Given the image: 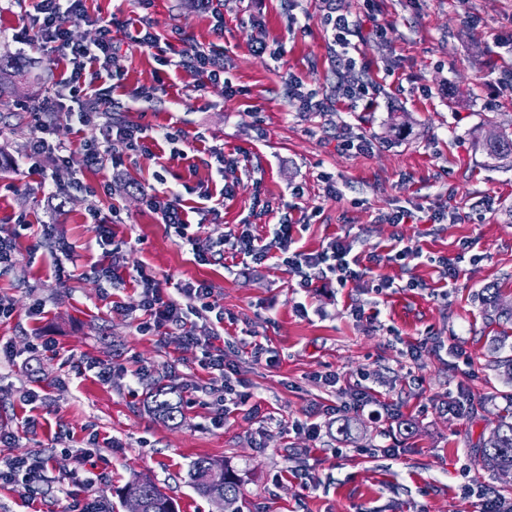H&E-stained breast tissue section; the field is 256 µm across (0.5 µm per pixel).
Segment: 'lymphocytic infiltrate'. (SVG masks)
<instances>
[{
	"mask_svg": "<svg viewBox=\"0 0 512 512\" xmlns=\"http://www.w3.org/2000/svg\"><path fill=\"white\" fill-rule=\"evenodd\" d=\"M83 0H30L28 15L38 27L43 44L51 45L58 58L68 61L72 69L69 75L61 77L53 97L45 99L39 109L43 112L59 111L64 99L79 101L86 89L87 81L104 82L121 77L120 69L115 66L118 47L111 38L116 29H124L125 24L118 19L105 21L101 27V37L95 47H87L72 42L65 27L69 13L80 11ZM330 17L328 23L332 31V40L337 46L336 63L338 77L336 81V98L350 105L366 103L374 107L370 98L373 87L365 67L359 66L353 57L358 46L354 41L358 36L356 21L350 20L348 14L338 12L334 0H323ZM112 110V96L108 90L99 89L87 109L78 114L80 124L86 125L97 121L101 124V140L85 141L80 145L83 162L94 168L102 164L109 156V145L118 140L128 149H136L145 132L144 127L133 124H112L109 119ZM292 215H285L273 232L272 239L266 240L242 229L240 233L226 238L225 243L234 254L250 260L256 265L277 258L290 274L299 278L298 285L303 289L313 286L312 271L321 275H331L340 284H347L363 278L366 274L361 259L353 252V244L339 238L329 242L321 251L308 253L297 247L292 230ZM135 281L140 288L139 309L141 315L137 328L144 334L165 335L178 330L186 343H194L192 333L186 332L185 326L189 316L206 318L214 314L216 319H223V312L213 311L208 299L212 287L207 281L185 284L180 299L166 296L160 282L155 276L139 272ZM101 448L98 434H91L85 447L76 449L74 457L77 468L70 476L71 483L82 485L86 490L83 498L68 501L64 512H103V506L96 494L99 485L106 481L105 475L87 476L82 467L95 452ZM55 481L47 458L34 456L26 458L0 459V487L20 488L25 498H36L40 489Z\"/></svg>",
	"mask_w": 512,
	"mask_h": 512,
	"instance_id": "obj_1",
	"label": "lymphocytic infiltrate"
}]
</instances>
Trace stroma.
<instances>
[{"instance_id":"stroma-1","label":"stroma","mask_w":512,"mask_h":512,"mask_svg":"<svg viewBox=\"0 0 512 512\" xmlns=\"http://www.w3.org/2000/svg\"><path fill=\"white\" fill-rule=\"evenodd\" d=\"M286 3L213 0L200 9L191 0H83V13L69 17L66 28L88 47L101 21H154L159 40L151 47L112 32L123 72L112 117L180 135L137 152L113 142L121 166L107 161L89 169L77 146L99 136L98 127L54 114L53 140L75 151L66 162L44 153L36 174L28 159L31 109L52 96L65 64L42 51L26 0H0V55L20 57L26 73L20 93L0 92V182L9 186L0 192V238L18 241L14 266L0 270V297L15 307L0 321V342L20 351L38 336L56 342L55 354L0 366V430L14 436L0 455L47 457L53 476L63 479L77 465L73 448L98 432L113 442L91 460L111 476L97 489L111 512H126L116 491L137 476L150 477L177 512H218L189 481L200 456L235 469L240 512H479L481 487L512 502V475L491 474L480 460L481 443L512 409V381L494 367L495 358L512 356V318L486 303L491 288L512 299V167L489 165L475 139L479 130L512 129V90L500 83L512 68V0H375L371 12L363 0H336L362 32L378 22L389 27L387 43L359 44L377 107L355 112L333 102L320 112L289 106L290 75L302 90L331 93L336 53L321 0H301L292 11ZM218 14L223 24H216ZM260 42L269 50L258 55L252 47ZM210 47L223 51L235 94L220 81L197 90L196 74L179 66L181 53ZM344 133L372 139L373 153L343 150L337 137ZM220 152L239 157L238 167L221 168ZM324 173L343 183L342 198L326 195ZM226 185L235 195L224 201L218 193ZM202 188L212 199L199 196ZM147 192L188 194V239L147 208ZM414 204L445 205L460 218L375 220L378 211ZM288 211L299 220L293 236L305 251L344 237L367 257L399 236L425 259L415 266L384 262L344 286L318 278L306 292L273 263L246 266L228 251L208 264L196 261L194 246H218L245 224L268 235ZM96 212L112 226L107 255ZM22 216L31 228L20 236ZM466 244L480 262H462L456 285L441 293L435 257H456ZM104 257L118 280L99 277ZM141 266L173 298L185 283L209 281L223 323L190 318L194 346L141 335L133 315ZM380 278L393 286L378 294L372 284ZM413 279L419 288H408ZM37 300L45 309L30 315ZM116 301L123 312L113 311ZM355 305L379 309L377 321L356 320ZM206 344L237 366L256 414L236 411L223 427L212 426L215 399L204 391L214 381L199 365ZM258 344L276 354L275 365L255 358ZM414 345L420 351L412 358ZM86 359L111 365V379L79 373ZM330 371L339 375V389L319 383ZM160 381L183 390L178 424L147 407ZM360 383L378 413H347L350 439L330 431L329 415H319L320 442L292 430L319 407L350 400ZM32 388L41 400L29 406L24 394ZM460 393L472 400L464 419L448 410L449 397ZM29 416L38 422L32 432L23 427ZM387 445L396 455L384 454ZM305 471L312 483L302 482Z\"/></svg>"}]
</instances>
